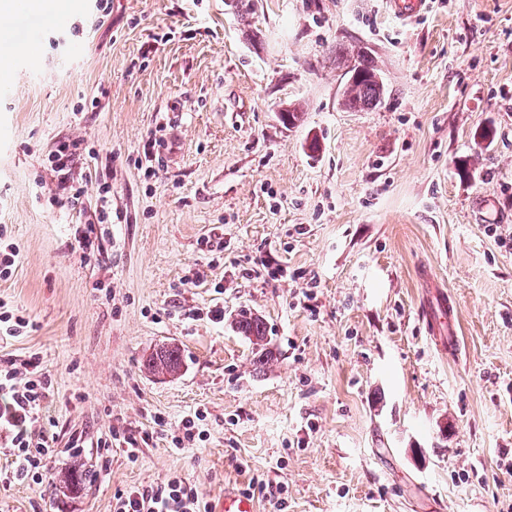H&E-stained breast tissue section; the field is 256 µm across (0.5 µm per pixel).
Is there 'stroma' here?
<instances>
[{
    "mask_svg": "<svg viewBox=\"0 0 512 512\" xmlns=\"http://www.w3.org/2000/svg\"><path fill=\"white\" fill-rule=\"evenodd\" d=\"M82 3L36 49L38 9L0 43V242L19 249L0 303L29 321L0 369L39 359L49 468L88 479H12L0 437V512H113L175 476L257 512H512V0H429L406 25L384 0ZM362 52L385 94L351 112ZM64 137L85 150L74 207L50 201ZM107 158L113 220L86 255L71 230ZM480 194L499 223L472 221ZM437 288L454 357L424 316ZM169 343L181 373H146ZM198 409L205 441L174 448ZM234 324L237 331L247 336L253 345L264 346L266 331L263 322L258 317L243 314Z\"/></svg>",
    "mask_w": 512,
    "mask_h": 512,
    "instance_id": "35a3bbf8",
    "label": "stroma"
}]
</instances>
